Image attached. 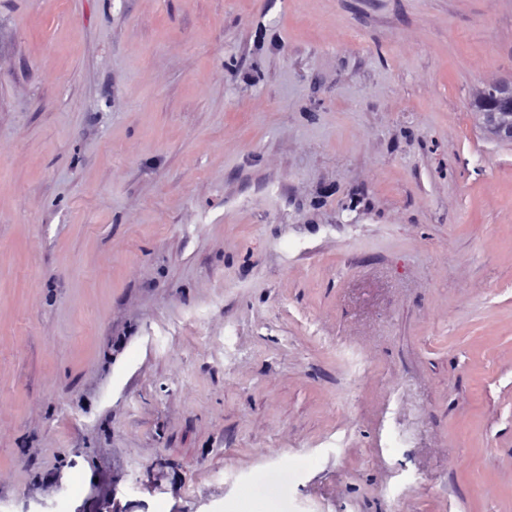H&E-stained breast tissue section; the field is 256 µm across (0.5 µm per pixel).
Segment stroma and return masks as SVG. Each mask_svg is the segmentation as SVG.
Returning a JSON list of instances; mask_svg holds the SVG:
<instances>
[{
	"label": "stroma",
	"instance_id": "stroma-1",
	"mask_svg": "<svg viewBox=\"0 0 512 512\" xmlns=\"http://www.w3.org/2000/svg\"><path fill=\"white\" fill-rule=\"evenodd\" d=\"M512 0H0V512H512ZM483 129L499 140L512 141V80H496L475 98Z\"/></svg>",
	"mask_w": 512,
	"mask_h": 512
}]
</instances>
